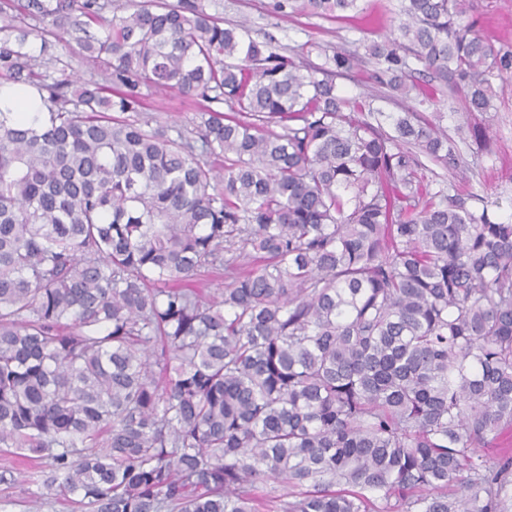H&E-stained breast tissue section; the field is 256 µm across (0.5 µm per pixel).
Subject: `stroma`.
<instances>
[{
  "label": "stroma",
  "mask_w": 512,
  "mask_h": 512,
  "mask_svg": "<svg viewBox=\"0 0 512 512\" xmlns=\"http://www.w3.org/2000/svg\"><path fill=\"white\" fill-rule=\"evenodd\" d=\"M396 0H366L369 18L364 22H347L316 16L294 15L276 19L267 12L268 0H219L218 10L225 21L246 22L251 35L263 40L273 34L285 47L299 53L306 63H318L323 52L345 51L357 54L358 62L346 75L337 78L341 91L348 95L379 94L373 83L372 60L366 54L370 43L380 40L388 31ZM474 12L483 18V34L493 42L512 44V0H470ZM149 111L161 122L174 127L192 128L198 120L196 100L174 92H155L148 99ZM387 112L414 108L425 113L440 112L448 134H455L458 124L478 125L487 129L492 152L485 155L466 154L464 164L445 173L449 182L462 192H472L485 201L497 204L501 220L512 217V81L497 87L495 109L472 112L464 117L448 114V101L437 84L417 80L415 89L403 100H385Z\"/></svg>",
  "instance_id": "1"
}]
</instances>
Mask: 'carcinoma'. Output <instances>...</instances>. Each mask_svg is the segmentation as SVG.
I'll list each match as a JSON object with an SVG mask.
<instances>
[{"mask_svg":"<svg viewBox=\"0 0 512 512\" xmlns=\"http://www.w3.org/2000/svg\"><path fill=\"white\" fill-rule=\"evenodd\" d=\"M210 7L0 0V91L42 107L0 111V452L88 512H512V222L422 175L486 131L387 115L338 91L355 55L305 65ZM478 28L401 0L372 79L489 112L512 46ZM148 102V112L168 126L189 129L198 121L199 105L194 99L174 92H152Z\"/></svg>","mask_w":512,"mask_h":512,"instance_id":"obj_1","label":"carcinoma"}]
</instances>
